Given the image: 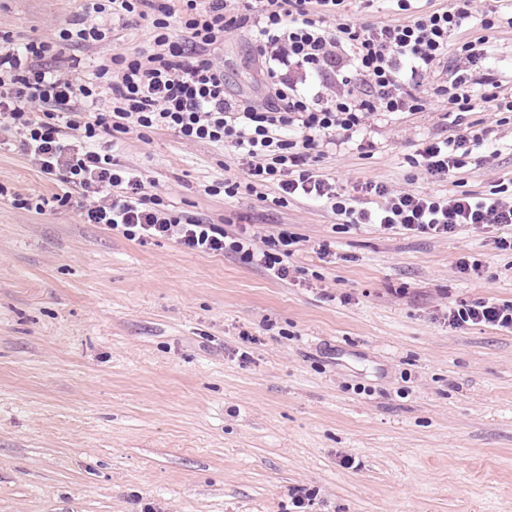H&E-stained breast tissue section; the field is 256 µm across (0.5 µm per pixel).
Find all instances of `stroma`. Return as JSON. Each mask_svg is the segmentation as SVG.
Masks as SVG:
<instances>
[{
  "mask_svg": "<svg viewBox=\"0 0 512 512\" xmlns=\"http://www.w3.org/2000/svg\"><path fill=\"white\" fill-rule=\"evenodd\" d=\"M93 0H0L13 35L42 39ZM112 41L69 46L90 77L116 49L151 44L130 17ZM227 92L267 100L248 28L220 54ZM475 98L380 116L313 152L353 193L376 180L421 194L491 197L512 183V112ZM487 128L445 182L423 146ZM103 149L187 214L303 238L287 279L168 239L131 241L59 206L65 184L0 148V512H512V332L448 325V310L512 300V226L446 237L342 226L320 202L283 207L206 186L241 168L222 149L147 130ZM36 195L42 208L20 205ZM480 263L462 274L460 257Z\"/></svg>",
  "mask_w": 512,
  "mask_h": 512,
  "instance_id": "35a3bbf8",
  "label": "stroma"
}]
</instances>
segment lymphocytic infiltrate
<instances>
[{
	"instance_id": "lymphocytic-infiltrate-1",
	"label": "lymphocytic infiltrate",
	"mask_w": 512,
	"mask_h": 512,
	"mask_svg": "<svg viewBox=\"0 0 512 512\" xmlns=\"http://www.w3.org/2000/svg\"><path fill=\"white\" fill-rule=\"evenodd\" d=\"M183 37H174L166 0H96L93 18L58 29L45 40H20L0 31V145L19 144L46 177L80 192L79 205L92 224L130 240L163 238L205 254H233L283 280L302 242L281 228L269 234L227 228L177 211L162 193L147 192L137 169L98 151L103 137L135 129H166L189 144L208 143L241 163L249 180H224L225 196L273 187L272 202L320 200L345 224H370L442 237L458 226L481 231L512 224V196L479 199L461 191L421 195L382 181L361 183L375 198L355 208L349 195L311 168L321 143H346L381 112H422L431 100L423 84L435 83L452 112H466L476 87H487L492 113L512 112V93L500 89L489 64V34L512 27V14L478 10V0H455L432 9L422 0H391L407 22L359 23L348 0H183ZM150 20L149 50L113 53L92 80L61 63L66 45L90 46L112 38L97 15ZM476 22L482 37L452 43L463 26ZM251 26L255 54L269 98L264 104L231 97L217 52L230 30ZM454 57L453 79L436 84L438 66ZM484 132L433 141L420 165L439 181L452 177L482 145ZM454 328L485 325L512 332V300H481L448 311Z\"/></svg>"
}]
</instances>
